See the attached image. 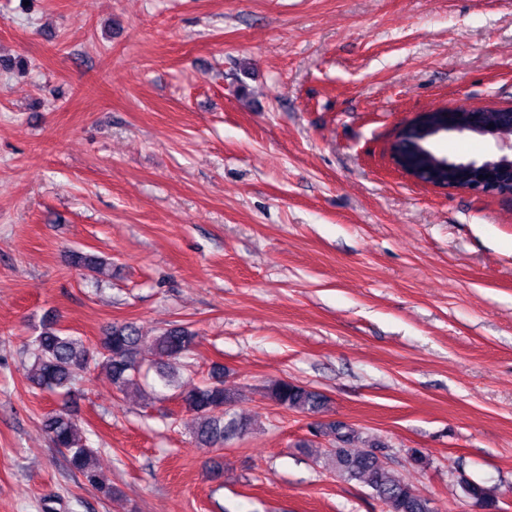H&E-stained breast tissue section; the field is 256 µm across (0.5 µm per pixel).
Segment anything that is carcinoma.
<instances>
[{
  "label": "carcinoma",
  "instance_id": "1",
  "mask_svg": "<svg viewBox=\"0 0 512 512\" xmlns=\"http://www.w3.org/2000/svg\"><path fill=\"white\" fill-rule=\"evenodd\" d=\"M399 150L407 167L425 169L440 182L464 183L479 175L477 170L440 166L431 139L421 141L414 149L408 134L399 143ZM71 264L97 275L110 266L107 260L82 251L71 253ZM198 345V333L187 325H174L146 336L136 323L124 321L103 329L92 354L80 337L66 334L51 319L42 321L24 352L31 362L29 381L45 392L68 388L93 363L109 375L118 392L126 395L140 390L142 350L146 347L167 360V365L159 368V380L174 389L181 409L192 416L196 441L205 448L220 450L245 436L254 422L233 410L237 397L224 389V367L214 365L209 376L196 383L179 381L180 359L193 354ZM264 396L286 410L317 417L309 425L311 438L299 441L296 447L322 461L336 476L370 488L385 512H437L433 499L419 494L390 468L387 442L354 424L320 419L328 409L324 395L282 379L270 382ZM43 425L52 444L66 453L71 470L103 496H112V487L98 469L96 451L75 419L59 409L48 413ZM459 485L463 496L474 506L485 512H498L499 497L494 488L465 478Z\"/></svg>",
  "mask_w": 512,
  "mask_h": 512
}]
</instances>
